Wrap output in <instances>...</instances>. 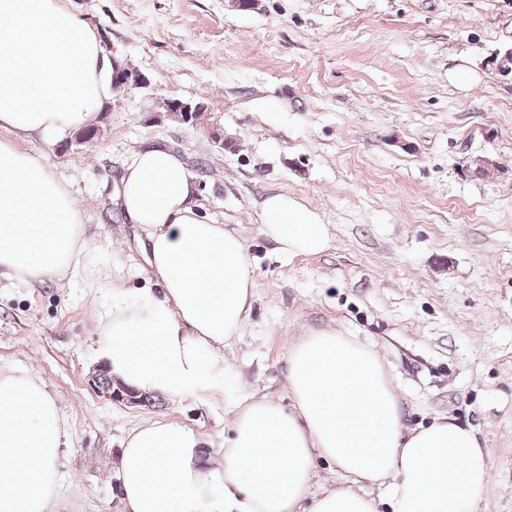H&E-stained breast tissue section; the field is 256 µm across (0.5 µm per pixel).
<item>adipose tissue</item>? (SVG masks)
I'll return each instance as SVG.
<instances>
[{
  "mask_svg": "<svg viewBox=\"0 0 512 512\" xmlns=\"http://www.w3.org/2000/svg\"><path fill=\"white\" fill-rule=\"evenodd\" d=\"M98 32L59 0H0V130L84 128L112 95ZM197 184L162 146L139 150L115 201L144 236L143 286L111 284L99 347L120 383L178 400L223 395L224 347L245 326L252 279L241 235L204 222ZM283 255L329 245L319 215L282 194L261 208ZM82 210L32 155L0 140V271L29 282L75 267L88 249ZM291 408L270 398L238 407L222 448L201 453L185 424L156 421L124 440L122 512H476L489 474L472 429L446 418L405 431L388 373L372 346L326 330L288 352ZM69 436L56 396L33 373L0 370V512H50ZM384 487L308 490L317 461Z\"/></svg>",
  "mask_w": 512,
  "mask_h": 512,
  "instance_id": "adipose-tissue-1",
  "label": "adipose tissue"
}]
</instances>
